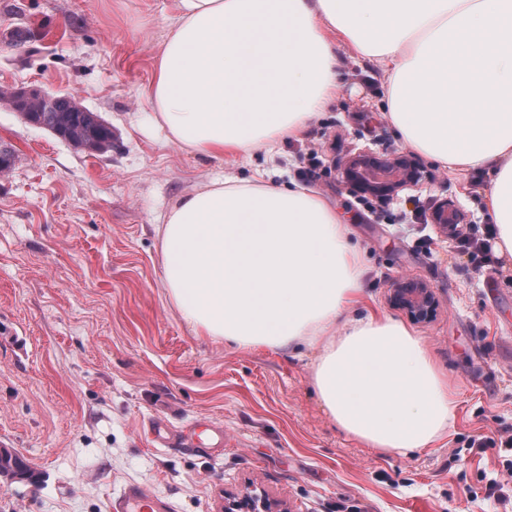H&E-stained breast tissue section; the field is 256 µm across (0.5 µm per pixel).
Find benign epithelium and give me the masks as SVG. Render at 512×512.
<instances>
[{
  "mask_svg": "<svg viewBox=\"0 0 512 512\" xmlns=\"http://www.w3.org/2000/svg\"><path fill=\"white\" fill-rule=\"evenodd\" d=\"M17 94L24 99L19 113L27 121L30 120V109L48 103L51 98L47 92L38 89L19 90ZM340 170L354 192L388 199L404 189L418 186L422 178L414 156L379 157L368 149L350 155L340 165ZM432 221L448 233L460 223V214L454 204L445 201L434 210ZM390 302L421 323L427 322L437 308L433 287L409 277H401L392 283ZM224 512H288V509L272 502L265 494L248 489L240 495L224 498Z\"/></svg>",
  "mask_w": 512,
  "mask_h": 512,
  "instance_id": "obj_1",
  "label": "benign epithelium"
}]
</instances>
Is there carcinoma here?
<instances>
[{
    "instance_id": "obj_1",
    "label": "carcinoma",
    "mask_w": 512,
    "mask_h": 512,
    "mask_svg": "<svg viewBox=\"0 0 512 512\" xmlns=\"http://www.w3.org/2000/svg\"><path fill=\"white\" fill-rule=\"evenodd\" d=\"M39 125L64 140L74 130L81 131L87 143L102 152L108 149L104 145L107 140V131L100 124V118L92 112L75 105L74 99L66 96H56L53 101L33 113ZM23 461L11 451H5L0 456V473L11 474L20 470Z\"/></svg>"
}]
</instances>
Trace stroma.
Here are the masks:
<instances>
[{
	"mask_svg": "<svg viewBox=\"0 0 512 512\" xmlns=\"http://www.w3.org/2000/svg\"><path fill=\"white\" fill-rule=\"evenodd\" d=\"M176 0H0V87L71 95L112 126L90 154L0 105V448L32 477L0 476V512H108L136 483L178 512H223L225 492L253 481L291 512H512L486 481L512 436V262L480 274L432 224L443 200L483 230L487 170L452 172L427 157L419 186L365 205L338 165L368 149L404 152L374 61L337 41L343 79L329 109L275 152L194 156L167 144L143 91ZM37 31L12 46L7 30ZM340 140L327 151L330 140ZM322 160L305 174L309 150ZM316 188L350 230L363 266L360 314L402 319L388 302L400 277L426 281L440 307L412 322L448 376L454 418L444 438L402 456L379 453L329 420L297 358L197 335L167 296L157 228L170 204L212 179ZM180 437L220 425L223 447L151 442L152 423Z\"/></svg>",
	"mask_w": 512,
	"mask_h": 512,
	"instance_id": "obj_1",
	"label": "stroma"
}]
</instances>
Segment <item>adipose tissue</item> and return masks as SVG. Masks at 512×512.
<instances>
[{"instance_id":"ef3b65f1","label":"adipose tissue","mask_w":512,"mask_h":512,"mask_svg":"<svg viewBox=\"0 0 512 512\" xmlns=\"http://www.w3.org/2000/svg\"><path fill=\"white\" fill-rule=\"evenodd\" d=\"M388 79L406 146L488 170L495 252L512 258V0H176L145 100L169 144L212 158L299 137L333 98V36ZM163 280L195 332L238 348L315 350L313 386L348 436L402 455L452 423L420 336L359 315L360 255L320 194L227 176L177 198Z\"/></svg>"}]
</instances>
